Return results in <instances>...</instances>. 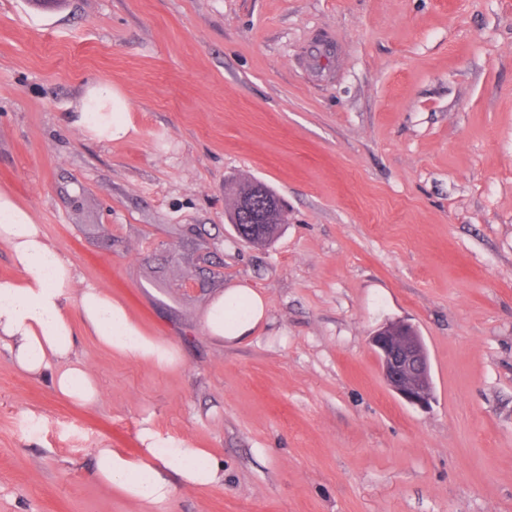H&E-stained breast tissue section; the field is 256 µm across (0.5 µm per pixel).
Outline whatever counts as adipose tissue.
<instances>
[{
    "instance_id": "adipose-tissue-1",
    "label": "adipose tissue",
    "mask_w": 512,
    "mask_h": 512,
    "mask_svg": "<svg viewBox=\"0 0 512 512\" xmlns=\"http://www.w3.org/2000/svg\"><path fill=\"white\" fill-rule=\"evenodd\" d=\"M118 100L111 85L88 88L72 114L73 125L101 141L125 138L132 124L127 113L114 111ZM0 245L8 248L19 271L17 277L0 281V350L20 371L49 378L59 396L91 405L100 388L76 352L79 337H91L119 356L175 364L170 343L146 335L104 288L81 283L62 249L5 189H0ZM265 315L263 296L241 285L214 297L204 325L213 339L238 343L253 336ZM140 441L136 457L113 448L93 449L95 480L152 512L168 504L177 487L205 490L223 484L224 463L212 451L160 439L149 428L142 430Z\"/></svg>"
}]
</instances>
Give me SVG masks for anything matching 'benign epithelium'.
Listing matches in <instances>:
<instances>
[{"label": "benign epithelium", "mask_w": 512, "mask_h": 512, "mask_svg": "<svg viewBox=\"0 0 512 512\" xmlns=\"http://www.w3.org/2000/svg\"><path fill=\"white\" fill-rule=\"evenodd\" d=\"M383 378L411 406L425 408L434 399L428 350L416 328L403 320L388 322L369 339Z\"/></svg>", "instance_id": "benign-epithelium-1"}]
</instances>
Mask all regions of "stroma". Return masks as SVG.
I'll return each mask as SVG.
<instances>
[{
	"mask_svg": "<svg viewBox=\"0 0 512 512\" xmlns=\"http://www.w3.org/2000/svg\"><path fill=\"white\" fill-rule=\"evenodd\" d=\"M98 83L124 140L72 123ZM250 179L288 209L266 246L227 218ZM0 188L179 357L81 337L83 407L0 351V512H141L91 451L146 427L224 458L162 512H512V0H0ZM238 285L267 318L223 345ZM394 320L429 408L369 345ZM266 315V302L254 288L241 285L224 289L211 301L204 325L215 340L238 343L253 336ZM383 378L411 406L425 408L434 399L428 350L416 328L404 320L388 322L369 339Z\"/></svg>",
	"mask_w": 512,
	"mask_h": 512,
	"instance_id": "stroma-1",
	"label": "stroma"
}]
</instances>
